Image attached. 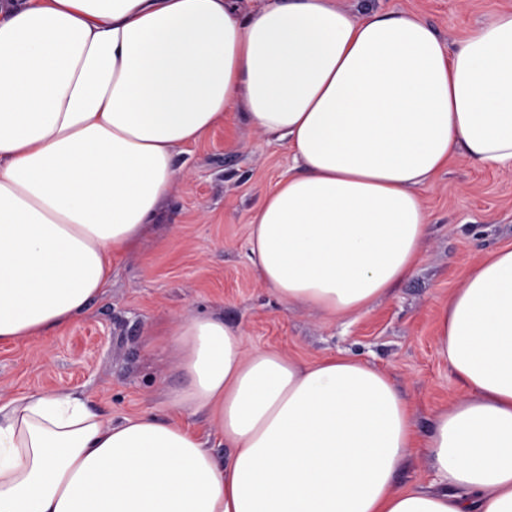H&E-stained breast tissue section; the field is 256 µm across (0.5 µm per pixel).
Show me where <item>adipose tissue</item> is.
Here are the masks:
<instances>
[{"mask_svg": "<svg viewBox=\"0 0 512 512\" xmlns=\"http://www.w3.org/2000/svg\"><path fill=\"white\" fill-rule=\"evenodd\" d=\"M240 109L295 158L251 221L259 281L367 310L416 268L417 187L454 158L512 166V13L447 52L413 14L338 0H0V341L78 318L172 192L176 151ZM437 319L462 394L423 434L367 363L249 354L210 314L163 324L151 345L184 379L169 419L105 422L65 388L0 403V512H512V245ZM415 448L441 490L396 484Z\"/></svg>", "mask_w": 512, "mask_h": 512, "instance_id": "1", "label": "adipose tissue"}]
</instances>
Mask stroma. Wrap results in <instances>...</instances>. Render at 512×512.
Here are the masks:
<instances>
[{
    "mask_svg": "<svg viewBox=\"0 0 512 512\" xmlns=\"http://www.w3.org/2000/svg\"><path fill=\"white\" fill-rule=\"evenodd\" d=\"M355 15L407 12L456 47L512 0H340ZM284 141L255 133L243 114L175 154V186L140 247L112 259V280L73 324L0 343V401L22 391H83L102 420L167 414L181 376L148 341L191 313L240 328L247 351L277 350L311 363L351 355L387 372L427 431L460 394L437 352V308L472 264L512 245V168L459 158L418 187L429 234L412 277L368 310L329 320L291 307L258 281L250 222L266 192L292 169Z\"/></svg>",
    "mask_w": 512,
    "mask_h": 512,
    "instance_id": "obj_1",
    "label": "stroma"
}]
</instances>
